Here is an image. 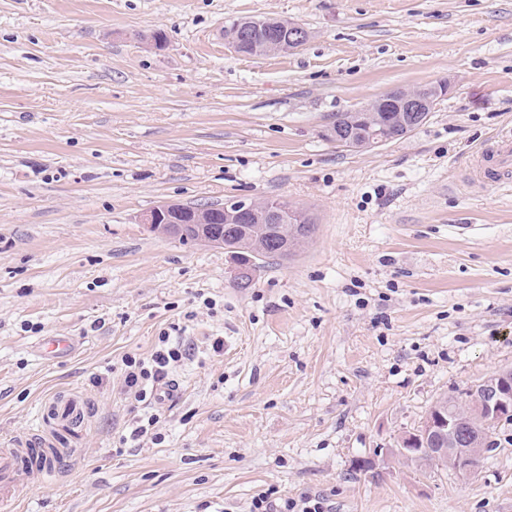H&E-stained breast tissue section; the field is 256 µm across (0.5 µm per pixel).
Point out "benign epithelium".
<instances>
[{"instance_id":"obj_1","label":"benign epithelium","mask_w":512,"mask_h":512,"mask_svg":"<svg viewBox=\"0 0 512 512\" xmlns=\"http://www.w3.org/2000/svg\"><path fill=\"white\" fill-rule=\"evenodd\" d=\"M265 26H286L291 31L288 40H270L264 53H288L302 47L309 38L308 31L299 24L284 22L271 15L263 22ZM254 38V32H235L227 37L228 44L244 53L247 42ZM449 84L440 81L430 87L414 90H393L372 103L352 111L355 120L351 126L359 124L357 117L366 113L378 116L380 124L390 132L391 137H404L411 132L414 124L427 119L436 102L448 93ZM356 131L344 136L329 127L324 131L326 138L337 145L362 149L382 144L381 140L363 137L355 139ZM292 212L276 200H230L224 206L213 209H197L177 203H163L155 207L143 219L151 233L165 235L172 239L186 238V228L196 229L194 241L204 245H224V232L216 231L215 226L237 229L238 234L249 236L260 234L271 236L280 233L282 227L291 222ZM233 278L242 283H250L255 277L252 264L248 261L233 262ZM472 413L480 423V433H471L466 424L448 420L447 414L431 407L420 430L404 438L402 453L407 457L417 455L420 439L439 444L435 455L448 459V467L462 477L473 475L479 461L490 452V433L498 424L512 418V369L495 372L475 385L469 391Z\"/></svg>"}]
</instances>
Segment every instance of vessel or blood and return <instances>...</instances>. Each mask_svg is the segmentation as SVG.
I'll list each match as a JSON object with an SVG mask.
<instances>
[{
	"label": "vessel or blood",
	"instance_id": "1",
	"mask_svg": "<svg viewBox=\"0 0 512 512\" xmlns=\"http://www.w3.org/2000/svg\"><path fill=\"white\" fill-rule=\"evenodd\" d=\"M467 183L479 190L512 184L511 133L498 136L490 147L476 154ZM47 404L64 428L79 418L84 408L83 401L75 397L63 401L55 396ZM56 429L47 428L33 439L19 435L0 443V512H11L19 502L18 489L43 484L58 461L69 456V449L57 445Z\"/></svg>",
	"mask_w": 512,
	"mask_h": 512
}]
</instances>
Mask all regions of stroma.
<instances>
[{"label": "stroma", "instance_id": "obj_1", "mask_svg": "<svg viewBox=\"0 0 512 512\" xmlns=\"http://www.w3.org/2000/svg\"><path fill=\"white\" fill-rule=\"evenodd\" d=\"M269 14L307 43L228 45L226 25ZM441 79L401 139L322 135ZM509 128L512 0H0V440L39 429L55 394L89 406L17 512H512V422L467 478L396 454L439 398L512 369V185L463 179ZM266 197L317 228L246 288L223 248L141 222ZM165 333L193 354L151 410L162 440L123 443L148 410L121 394L122 360ZM351 120V116L349 115V112H341L337 113L336 115V121L333 122V124H336V128L338 130L348 132V129L350 127L349 134L347 136H344V133L341 135L338 133L337 130L333 129L332 127L327 128L324 131V135L326 138L330 139L333 142H336V145L350 148V149H362L365 147H374L377 145H380L383 143V140L376 139L375 143L373 142L372 137H367L363 131H361V134L363 135V140L357 141L355 139V134L358 132L356 130H353V127L358 125L361 121L354 120L351 122V126H349L348 121ZM353 130V131H352ZM279 507V509H278ZM251 512H326L324 510L323 502L317 499L304 498L298 504L294 501L283 502L278 506L276 503L269 501V497L262 496L255 499L252 503Z\"/></svg>", "mask_w": 512, "mask_h": 512}]
</instances>
